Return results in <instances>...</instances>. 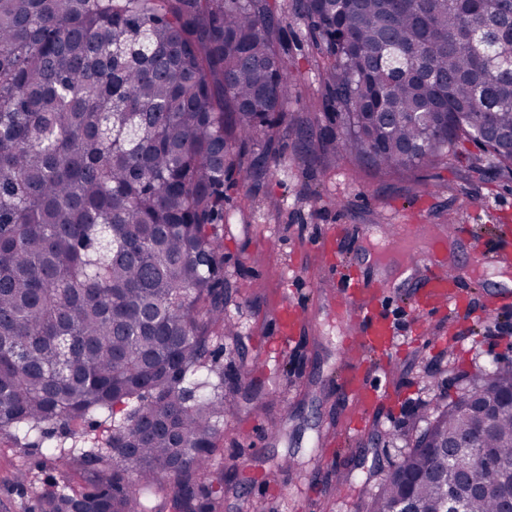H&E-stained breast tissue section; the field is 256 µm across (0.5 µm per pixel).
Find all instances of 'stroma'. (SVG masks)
<instances>
[{"label":"stroma","instance_id":"35a3bbf8","mask_svg":"<svg viewBox=\"0 0 512 512\" xmlns=\"http://www.w3.org/2000/svg\"><path fill=\"white\" fill-rule=\"evenodd\" d=\"M269 2L296 75L286 109L300 114L309 111L319 88L308 31L293 0ZM278 148L277 164L251 200L242 201L235 188L224 203L225 310L240 331L224 340V372L252 366L262 390L254 399L240 386L239 406L224 418L217 455L247 494L226 499L223 512H249L253 504L291 512L295 499L334 475L349 482L332 512H364L368 497L425 427L424 413L455 398L481 372L512 362V337L501 333L512 313L488 308L501 270L476 263L496 225L512 224V179L485 171L464 181L452 164L409 177L376 176L347 161L326 168L299 155L285 132ZM339 224L357 236L348 263L385 281L389 307L401 314V335H410L415 319L409 308L414 282L401 275L430 265L434 239L448 238V260L470 290V308L425 318L424 344L408 346L375 376L391 386L394 404L351 433L332 465L314 450L349 413L333 382L349 326L329 306L335 259L307 243ZM289 301L303 307L306 323L296 344L277 354L267 340ZM274 425L276 437L269 433ZM286 460L291 468H283ZM53 473L44 449H19L0 433V512H36L35 487Z\"/></svg>","mask_w":512,"mask_h":512}]
</instances>
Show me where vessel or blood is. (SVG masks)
<instances>
[{
  "label": "vessel or blood",
  "mask_w": 512,
  "mask_h": 512,
  "mask_svg": "<svg viewBox=\"0 0 512 512\" xmlns=\"http://www.w3.org/2000/svg\"><path fill=\"white\" fill-rule=\"evenodd\" d=\"M483 260L503 267L512 266V226L501 224L488 242ZM468 294L455 270L443 265L427 267L420 276V286L412 301L414 312L425 315L459 307ZM331 306L337 318L348 320L350 331L339 350L336 388L348 399L357 422H364L393 392L374 385L370 375L384 371L398 349L397 328L386 307L383 282L364 270L351 268L339 273L336 295ZM304 325V314L295 303L286 304L281 314L278 334L270 340L272 351H287L295 343Z\"/></svg>",
  "instance_id": "vessel-or-blood-1"
}]
</instances>
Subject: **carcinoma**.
Instances as JSON below:
<instances>
[{
	"instance_id": "obj_1",
	"label": "carcinoma",
	"mask_w": 512,
	"mask_h": 512,
	"mask_svg": "<svg viewBox=\"0 0 512 512\" xmlns=\"http://www.w3.org/2000/svg\"><path fill=\"white\" fill-rule=\"evenodd\" d=\"M319 111L294 89L267 0H0V432L80 449L37 512H217L233 400L224 186L305 153L402 176L452 160L512 175V0H295ZM505 24L492 44L480 30ZM483 151L477 158L466 144ZM249 165H244V162ZM512 363L439 405L366 512H504ZM468 434L448 458L434 445ZM489 488L472 496L463 472Z\"/></svg>"
}]
</instances>
